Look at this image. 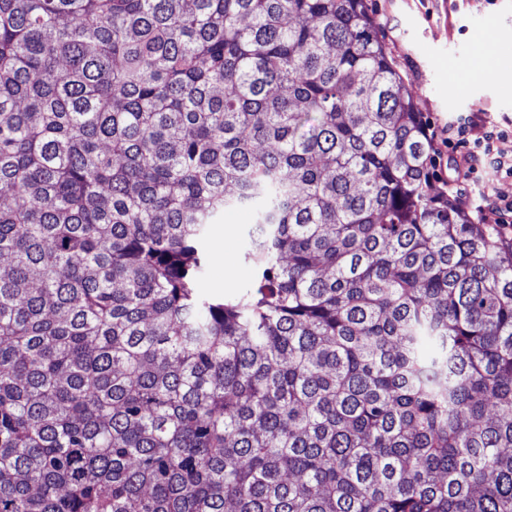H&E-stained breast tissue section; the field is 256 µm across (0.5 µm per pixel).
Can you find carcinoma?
Segmentation results:
<instances>
[{
	"label": "carcinoma",
	"mask_w": 512,
	"mask_h": 512,
	"mask_svg": "<svg viewBox=\"0 0 512 512\" xmlns=\"http://www.w3.org/2000/svg\"><path fill=\"white\" fill-rule=\"evenodd\" d=\"M430 152L364 0H0V512H512V246ZM252 214L247 209H229L224 211L221 224L211 227L208 238L209 266L201 282L203 295L222 298L235 295L253 282V269L245 260L252 230ZM224 241V261L216 260V247Z\"/></svg>",
	"instance_id": "carcinoma-1"
}]
</instances>
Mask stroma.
Masks as SVG:
<instances>
[{
  "mask_svg": "<svg viewBox=\"0 0 512 512\" xmlns=\"http://www.w3.org/2000/svg\"><path fill=\"white\" fill-rule=\"evenodd\" d=\"M380 39L407 94L417 107L439 159L429 169L433 194H447L454 171L441 131L450 119L480 115L512 130V0H366ZM494 46L499 78L481 75L487 46ZM252 214L229 209L213 225L209 249L223 247V260H210L200 285L203 295H235L253 282L245 259Z\"/></svg>",
  "mask_w": 512,
  "mask_h": 512,
  "instance_id": "35a3bbf8",
  "label": "stroma"
}]
</instances>
